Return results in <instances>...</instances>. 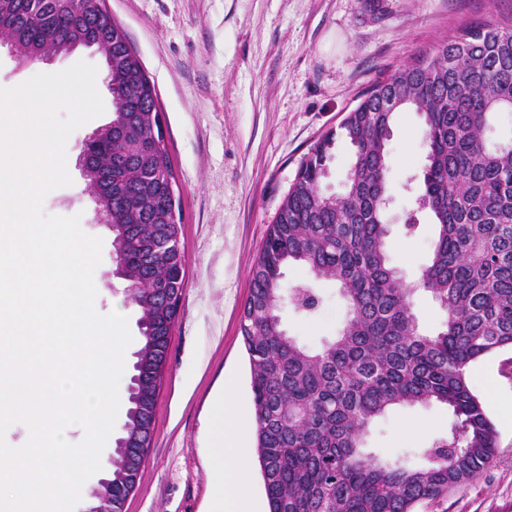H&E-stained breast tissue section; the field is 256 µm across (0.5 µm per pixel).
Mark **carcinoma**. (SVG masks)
Returning <instances> with one entry per match:
<instances>
[{"mask_svg":"<svg viewBox=\"0 0 512 512\" xmlns=\"http://www.w3.org/2000/svg\"><path fill=\"white\" fill-rule=\"evenodd\" d=\"M29 52L69 51L78 33L97 35L112 54L114 136L93 141L112 193L88 185L112 245L140 287V351L156 347L145 325L155 289L185 278L173 253L147 256L181 231L180 201L165 140L153 144L156 92L125 29L92 0H0V19ZM512 105V21L461 22L434 55L423 52L377 81L311 148L251 268L240 313L249 358L255 447L269 512H416L477 477L497 453V433L468 378L472 364L512 349V139L491 142L495 114ZM423 127L425 163L418 208L437 236L429 263L407 282L390 263L385 213L388 142L396 113ZM354 150L345 193L328 196L324 172L337 140ZM308 278L284 287V269ZM317 280L339 284L348 316L310 350L283 329L286 302L310 316ZM422 289L447 312L443 329L420 331L411 299ZM179 300L156 310L170 333ZM440 403L448 434L408 456L384 460L365 447L370 425L399 406ZM135 402L125 436L140 428ZM140 449L113 462L112 496L122 509L136 484L127 473Z\"/></svg>","mask_w":512,"mask_h":512,"instance_id":"obj_1","label":"carcinoma"}]
</instances>
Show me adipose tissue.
Wrapping results in <instances>:
<instances>
[{
    "instance_id": "1",
    "label": "adipose tissue",
    "mask_w": 512,
    "mask_h": 512,
    "mask_svg": "<svg viewBox=\"0 0 512 512\" xmlns=\"http://www.w3.org/2000/svg\"><path fill=\"white\" fill-rule=\"evenodd\" d=\"M251 429V422L242 415L216 409L212 460L214 512H257L250 493V473L243 465L247 457L244 440Z\"/></svg>"
}]
</instances>
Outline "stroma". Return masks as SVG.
I'll use <instances>...</instances> for the list:
<instances>
[{"label": "stroma", "instance_id": "obj_1", "mask_svg": "<svg viewBox=\"0 0 512 512\" xmlns=\"http://www.w3.org/2000/svg\"><path fill=\"white\" fill-rule=\"evenodd\" d=\"M128 33L157 92L180 200L185 285L169 336L151 446L137 490L123 512H211L210 420L227 377L237 381L238 408L253 415L248 357L239 330L250 270L311 147L338 129L376 81L416 53L437 50L462 20L512 18V0H105ZM106 65L79 47L18 66L0 52V88L78 62ZM386 213L389 256L405 279L428 262L434 227L418 211L425 151L416 113H397L388 146ZM69 185L45 198L48 216L78 217L101 238L95 309L120 311L131 342L118 382L119 406L102 457L123 434L128 385L140 347L138 308L126 305V283L114 273L112 234L95 219V203L77 163ZM417 224L408 227V216ZM322 304L306 319L279 310L283 328L309 348L342 327L347 305L332 281L317 282ZM496 432L494 460L472 482L418 512H512V350L492 353L469 375ZM451 419L432 404L397 408L375 421L366 448L384 459L429 446Z\"/></svg>", "mask_w": 512, "mask_h": 512}]
</instances>
